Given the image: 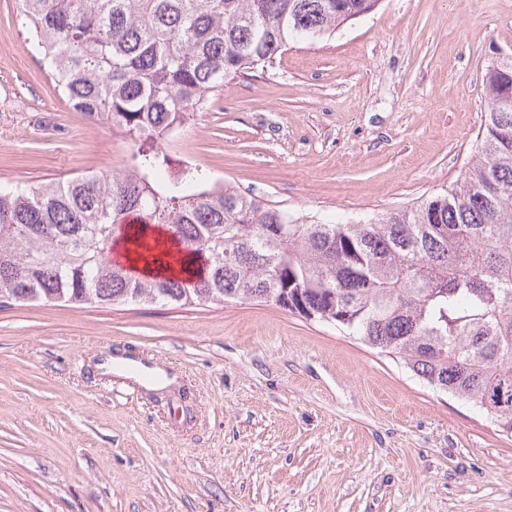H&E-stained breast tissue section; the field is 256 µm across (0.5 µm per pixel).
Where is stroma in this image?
<instances>
[{
    "mask_svg": "<svg viewBox=\"0 0 512 512\" xmlns=\"http://www.w3.org/2000/svg\"><path fill=\"white\" fill-rule=\"evenodd\" d=\"M512 0H380L209 93L170 146L293 213L364 222L476 155ZM0 0V182L120 170ZM132 357L171 375L110 380ZM0 512H512V436L397 359L271 303L0 307Z\"/></svg>",
    "mask_w": 512,
    "mask_h": 512,
    "instance_id": "stroma-1",
    "label": "stroma"
}]
</instances>
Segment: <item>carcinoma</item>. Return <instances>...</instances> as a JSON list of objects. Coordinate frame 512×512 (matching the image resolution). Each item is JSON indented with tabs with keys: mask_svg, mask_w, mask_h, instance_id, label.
<instances>
[{
	"mask_svg": "<svg viewBox=\"0 0 512 512\" xmlns=\"http://www.w3.org/2000/svg\"><path fill=\"white\" fill-rule=\"evenodd\" d=\"M378 0H22L56 87L136 145L129 166L0 184V306L270 302L392 355L512 434V59L486 73L477 156L444 193L357 224L297 216L173 169L207 94ZM186 279L112 262L121 237Z\"/></svg>",
	"mask_w": 512,
	"mask_h": 512,
	"instance_id": "cac0c4a2",
	"label": "carcinoma"
}]
</instances>
